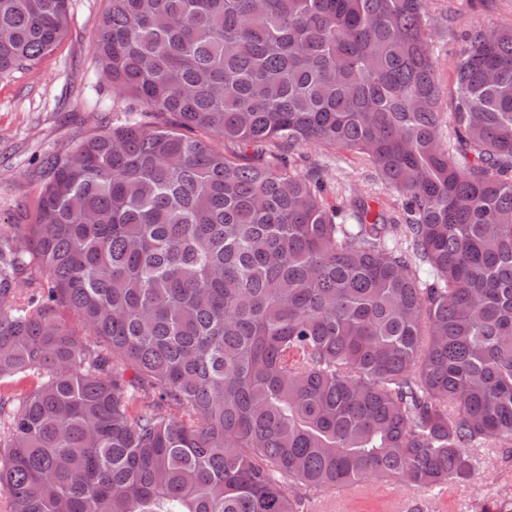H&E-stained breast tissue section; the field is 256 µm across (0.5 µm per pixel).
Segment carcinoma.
Segmentation results:
<instances>
[{"label":"carcinoma","instance_id":"obj_1","mask_svg":"<svg viewBox=\"0 0 512 512\" xmlns=\"http://www.w3.org/2000/svg\"><path fill=\"white\" fill-rule=\"evenodd\" d=\"M428 2L109 0L92 48L139 109L0 225V384L37 378L0 396L5 512H302L512 457V21L445 86ZM68 24L0 0V74ZM310 141L402 216L327 206Z\"/></svg>","mask_w":512,"mask_h":512}]
</instances>
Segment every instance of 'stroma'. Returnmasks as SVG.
Here are the masks:
<instances>
[{"instance_id":"35a3bbf8","label":"stroma","mask_w":512,"mask_h":512,"mask_svg":"<svg viewBox=\"0 0 512 512\" xmlns=\"http://www.w3.org/2000/svg\"><path fill=\"white\" fill-rule=\"evenodd\" d=\"M107 0H69L67 36L37 66L0 76V224L16 222L42 188V162L68 152L83 136L112 119L106 105L125 109L130 101L105 88L91 47ZM433 50L438 74L449 81L460 36L479 20L468 0H430ZM453 21H446V14ZM297 171H318L329 205L354 195L374 209L398 215L403 199L375 170L347 151L309 142L297 147ZM512 497V461L489 459L468 483L434 496L394 480L360 485L355 495H315L305 512H481Z\"/></svg>"}]
</instances>
